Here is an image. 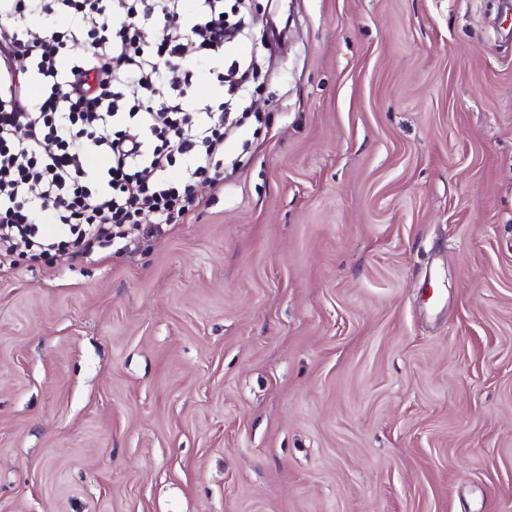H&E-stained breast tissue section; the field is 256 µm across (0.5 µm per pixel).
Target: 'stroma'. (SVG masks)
<instances>
[{"mask_svg":"<svg viewBox=\"0 0 512 512\" xmlns=\"http://www.w3.org/2000/svg\"><path fill=\"white\" fill-rule=\"evenodd\" d=\"M257 2L223 192L0 272V512H512V11Z\"/></svg>","mask_w":512,"mask_h":512,"instance_id":"35a3bbf8","label":"stroma"}]
</instances>
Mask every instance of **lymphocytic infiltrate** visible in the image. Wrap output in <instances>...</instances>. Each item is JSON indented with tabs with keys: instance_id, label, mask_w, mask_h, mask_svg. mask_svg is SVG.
I'll return each instance as SVG.
<instances>
[{
	"instance_id": "f902f5d3",
	"label": "lymphocytic infiltrate",
	"mask_w": 512,
	"mask_h": 512,
	"mask_svg": "<svg viewBox=\"0 0 512 512\" xmlns=\"http://www.w3.org/2000/svg\"><path fill=\"white\" fill-rule=\"evenodd\" d=\"M249 10V0H0V268L18 252L70 258L153 234L195 210L196 179L223 189L224 125L258 71L224 53L252 39ZM188 40L197 67L221 66L212 99L190 92ZM77 42L85 52L69 56ZM20 56L29 78L14 69Z\"/></svg>"
}]
</instances>
